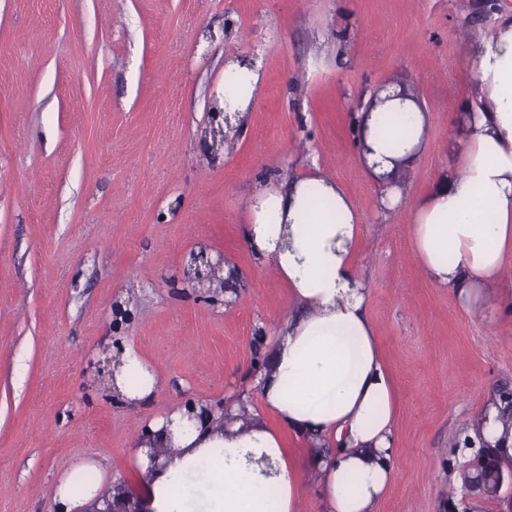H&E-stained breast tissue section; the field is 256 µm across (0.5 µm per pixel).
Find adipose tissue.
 <instances>
[{
  "mask_svg": "<svg viewBox=\"0 0 512 512\" xmlns=\"http://www.w3.org/2000/svg\"><path fill=\"white\" fill-rule=\"evenodd\" d=\"M476 100L458 120L466 130L460 173L434 186L415 205L412 234L427 277L451 286L467 306L481 307L488 287L512 255V16L469 58ZM384 123L380 110L356 115L367 146L366 168L391 180L385 207L399 201L394 182L418 159L426 116L413 100H397ZM332 203L316 207L314 198ZM244 228L255 258L272 264L297 303L277 336L265 368L253 379L261 410L233 399L232 422L219 426L176 409L152 430L169 427L160 446L176 453L143 488L149 512H298L299 473L283 435L305 442L321 477L324 512H377L395 470L397 396L367 315L368 290L353 251L361 217L335 181L317 176L258 193ZM124 398L146 400L151 366L126 349L116 373ZM498 395L464 438L490 443L512 459V421ZM272 413L270 427L263 419Z\"/></svg>",
  "mask_w": 512,
  "mask_h": 512,
  "instance_id": "adipose-tissue-1",
  "label": "adipose tissue"
}]
</instances>
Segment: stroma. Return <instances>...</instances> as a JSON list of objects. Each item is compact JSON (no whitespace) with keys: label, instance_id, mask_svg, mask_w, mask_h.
I'll list each match as a JSON object with an SVG mask.
<instances>
[{"label":"stroma","instance_id":"1","mask_svg":"<svg viewBox=\"0 0 512 512\" xmlns=\"http://www.w3.org/2000/svg\"><path fill=\"white\" fill-rule=\"evenodd\" d=\"M0 0V512H58L67 464L141 487L142 427L192 399L257 404L249 368L293 313L246 243L249 200L319 170L364 216L367 313L399 405L378 512H448L471 473L456 443L512 389V311L464 306L423 275L411 204L456 169L470 42L512 0ZM262 61L224 145L201 130L239 57ZM419 99L424 146L402 202L363 165L353 107L381 85ZM236 276L187 285L190 252ZM126 316H115V305ZM132 347L153 395L115 402L89 360Z\"/></svg>","mask_w":512,"mask_h":512}]
</instances>
